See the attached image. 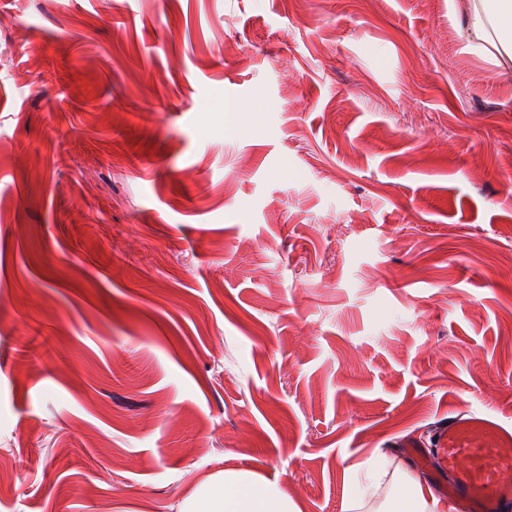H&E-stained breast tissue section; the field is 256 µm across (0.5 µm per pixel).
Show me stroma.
Masks as SVG:
<instances>
[{
  "mask_svg": "<svg viewBox=\"0 0 512 512\" xmlns=\"http://www.w3.org/2000/svg\"><path fill=\"white\" fill-rule=\"evenodd\" d=\"M460 0H0V512H179L512 425V76ZM296 509L278 484L231 470L200 484L179 506L180 512H299Z\"/></svg>",
  "mask_w": 512,
  "mask_h": 512,
  "instance_id": "35a3bbf8",
  "label": "stroma"
}]
</instances>
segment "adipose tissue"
Instances as JSON below:
<instances>
[{"label": "adipose tissue", "instance_id": "obj_1", "mask_svg": "<svg viewBox=\"0 0 512 512\" xmlns=\"http://www.w3.org/2000/svg\"><path fill=\"white\" fill-rule=\"evenodd\" d=\"M470 50L500 71L512 72V0H466L463 7ZM347 512H453L411 466H389L384 457L369 461L365 484L346 502ZM179 512H297L296 503L260 475L227 470L200 484Z\"/></svg>", "mask_w": 512, "mask_h": 512}]
</instances>
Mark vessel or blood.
Listing matches in <instances>:
<instances>
[{
  "mask_svg": "<svg viewBox=\"0 0 512 512\" xmlns=\"http://www.w3.org/2000/svg\"><path fill=\"white\" fill-rule=\"evenodd\" d=\"M438 467L449 495L468 512H512V432L467 410L439 428Z\"/></svg>",
  "mask_w": 512,
  "mask_h": 512,
  "instance_id": "b4317fda",
  "label": "vessel or blood"
}]
</instances>
